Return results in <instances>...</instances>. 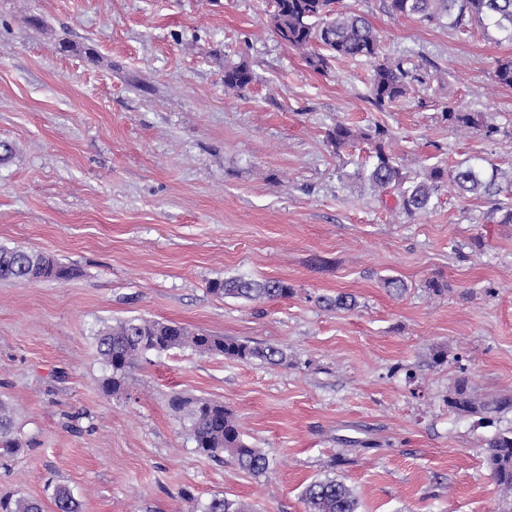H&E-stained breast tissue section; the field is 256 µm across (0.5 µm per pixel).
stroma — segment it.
<instances>
[{
	"instance_id": "35a3bbf8",
	"label": "stroma",
	"mask_w": 512,
	"mask_h": 512,
	"mask_svg": "<svg viewBox=\"0 0 512 512\" xmlns=\"http://www.w3.org/2000/svg\"><path fill=\"white\" fill-rule=\"evenodd\" d=\"M339 6L370 21L384 57L426 73L388 111L366 99L371 61L314 69L276 39L267 0H0V142L13 149L0 246L77 271L0 281V400L21 446L0 458V494L45 512L59 486L81 512H183L187 497L217 495L305 512V486L337 477L359 512H512L484 448L512 412L486 423L447 403L461 373L480 398L512 396V224L451 190L407 217L395 193L355 183L365 143L339 152L326 139L339 122L378 123L410 176L464 160L511 173L512 87L494 70L512 41L396 16L389 0ZM240 62L254 81L225 93L224 68ZM448 101L500 134L452 131ZM233 276L295 293L209 292ZM391 276L405 293L382 287ZM339 293L357 308L319 307ZM130 318L277 346L288 362L173 349L109 395L95 334ZM176 393L224 403L268 472L198 454L168 406ZM209 290L216 296L238 298L246 301L288 298L294 294L293 285L287 281L247 277L211 281Z\"/></svg>"
}]
</instances>
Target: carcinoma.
<instances>
[{"label": "carcinoma", "mask_w": 512, "mask_h": 512, "mask_svg": "<svg viewBox=\"0 0 512 512\" xmlns=\"http://www.w3.org/2000/svg\"><path fill=\"white\" fill-rule=\"evenodd\" d=\"M273 33L277 40L307 55L316 68L327 66L328 58L336 60L366 59L374 62L369 81L368 101L383 112L403 98L412 81L417 79L403 60L382 58L379 35L361 14L340 12L336 0H269ZM393 14L416 16L427 22L448 20V28L463 30L473 24L491 25L512 40V0H389ZM320 45L324 52L313 50ZM495 81L512 87V59L498 62ZM253 82V72L245 63L224 67V91L239 93ZM441 118L452 130L480 131L491 139L500 128L482 112H465L453 104L444 105ZM327 141L339 151L355 141L372 146L368 160L361 164L356 178L374 192L393 190L398 193L402 212L412 218L429 212L444 187L450 185L462 194H472L491 202L490 219L497 224H512V177L493 166L486 169L465 160L445 170L434 166L420 178L409 177L389 148L390 134L376 123L357 127L338 123L327 131ZM71 271L53 257L21 249L0 247V281L34 283L47 278H66ZM216 296L246 301L288 298L293 285L278 279L234 277L217 279L209 284ZM317 302L326 308L351 311L355 296L338 293L336 297L320 296ZM98 354L111 367L103 380L106 392L116 394L128 383L136 363L150 353H161L189 346L200 354L224 356L243 363L259 361L280 366L288 356L275 346L250 345L216 336L203 329L189 330L174 322L142 318L127 319L99 329L95 336ZM448 408L459 415L500 414L512 409V397L481 400L472 390L469 379L459 377L448 393ZM172 409L184 413L196 452L215 460L229 455L235 466L252 475L269 469V460L261 450L245 443L234 415L217 401L175 395ZM11 421L0 404V455L19 451L10 435ZM486 462L498 486L512 493V429L499 431L485 440ZM302 499L307 512H357L358 501L350 486L335 477L315 479L304 488ZM56 512H79L80 505L70 491L58 488L53 496ZM187 512H249V506L214 496L203 506L187 497ZM0 512H44L41 501L31 498L0 497Z\"/></svg>", "instance_id": "cac0c4a2"}]
</instances>
